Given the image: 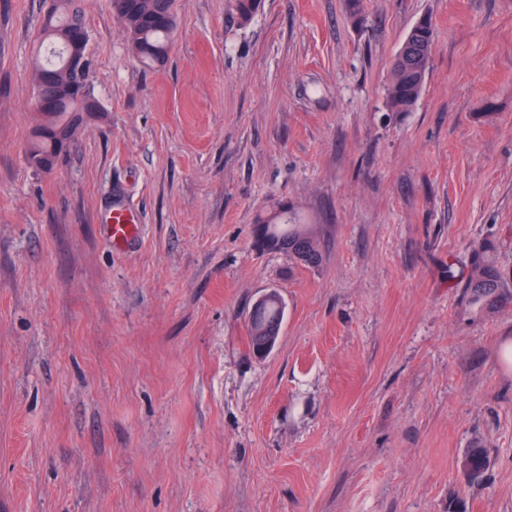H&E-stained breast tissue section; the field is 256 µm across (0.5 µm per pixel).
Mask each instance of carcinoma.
Listing matches in <instances>:
<instances>
[{
    "label": "carcinoma",
    "instance_id": "carcinoma-1",
    "mask_svg": "<svg viewBox=\"0 0 512 512\" xmlns=\"http://www.w3.org/2000/svg\"><path fill=\"white\" fill-rule=\"evenodd\" d=\"M117 21L122 25L132 53L143 61L162 63L168 56L173 34L176 29L174 0H125V8ZM83 23L78 10L71 7V0H52L44 16L43 34L57 51L40 61L34 71L37 95L48 99L53 107L42 111L46 121L37 129L35 140L28 151L31 166L39 169L51 167L57 156L58 146L48 131L60 127L74 136L80 123L73 120L77 112L91 114L97 111L91 86L84 91L75 89L69 71L67 57L70 54L72 28ZM434 50V31L429 19L422 18L408 32L401 47L402 60L392 67L388 87L390 111L408 112L417 103L429 70ZM263 240L256 241L261 248L282 249L308 266H315L321 260L317 239L307 229L291 219L275 216L258 224ZM490 246L481 244L471 253L467 272L459 275L448 269V277L459 279L466 289L469 303L484 306L500 297V290L506 287L512 276L500 271L487 257ZM285 306L277 297L267 301L262 308L251 312L249 317L250 347L256 348L257 335L261 326L282 322ZM488 457L485 449L478 445L470 448L465 455L463 467L468 476L477 480L487 469Z\"/></svg>",
    "mask_w": 512,
    "mask_h": 512
}]
</instances>
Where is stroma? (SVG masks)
Listing matches in <instances>:
<instances>
[{
  "instance_id": "35a3bbf8",
  "label": "stroma",
  "mask_w": 512,
  "mask_h": 512,
  "mask_svg": "<svg viewBox=\"0 0 512 512\" xmlns=\"http://www.w3.org/2000/svg\"><path fill=\"white\" fill-rule=\"evenodd\" d=\"M76 3L99 110L38 170L50 0H0V512H512V287L479 311L448 277L482 242L512 269V0H175L151 66ZM284 208L318 266L256 247ZM434 50V31L428 18H422L408 32L401 47V61L392 67L388 87L390 111L409 112L417 103ZM108 225V236L114 245H122L133 238L138 230V217L133 210L112 213L111 224ZM275 293L276 291L270 290L262 294L254 303L252 310L267 302L266 305L262 308L256 309L253 312H251L249 317L248 332L250 347L252 348V351L255 353L257 342L254 339V336H256L259 342V355L261 356L266 355L273 348L276 342V336H272L275 335L276 325L271 324L269 326H266L262 330L261 333H264L268 336H258V331L264 324H270L272 322H279L280 324H282L284 317L285 306L282 305V299L280 295L278 294L277 298H273L268 301V299L275 295ZM488 462L485 449L475 445L465 455L463 467L471 479L477 480L483 476Z\"/></svg>"
}]
</instances>
